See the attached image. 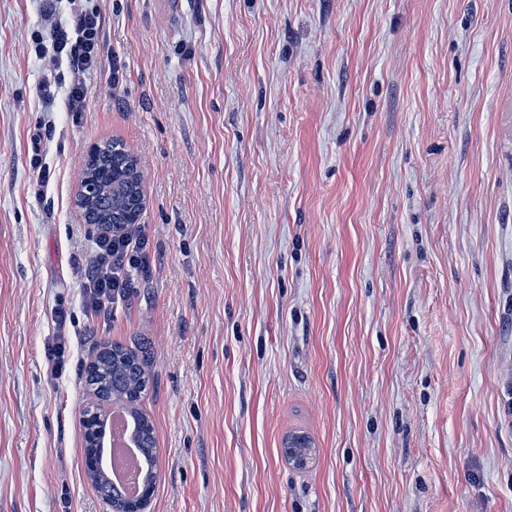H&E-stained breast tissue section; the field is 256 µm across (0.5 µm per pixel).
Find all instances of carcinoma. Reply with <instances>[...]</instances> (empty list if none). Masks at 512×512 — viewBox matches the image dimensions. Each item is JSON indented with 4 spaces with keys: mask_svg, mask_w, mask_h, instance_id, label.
I'll list each match as a JSON object with an SVG mask.
<instances>
[{
    "mask_svg": "<svg viewBox=\"0 0 512 512\" xmlns=\"http://www.w3.org/2000/svg\"><path fill=\"white\" fill-rule=\"evenodd\" d=\"M115 173L118 183H105L97 193L78 205L87 224L105 226L123 225L125 212L135 203L145 201L142 174L138 159L123 143L107 140L89 159L82 170V179L92 172ZM85 386L92 395L102 400H116L125 405V411L144 422L143 438L148 447L156 448L155 428L150 416L140 408L137 393L147 394L154 387L144 356L125 345L106 341L97 347L84 368ZM304 449L305 459L312 458V442L304 435L290 434L284 441L283 453L288 449Z\"/></svg>",
    "mask_w": 512,
    "mask_h": 512,
    "instance_id": "1",
    "label": "carcinoma"
}]
</instances>
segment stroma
I'll return each instance as SVG.
<instances>
[{
  "mask_svg": "<svg viewBox=\"0 0 512 512\" xmlns=\"http://www.w3.org/2000/svg\"><path fill=\"white\" fill-rule=\"evenodd\" d=\"M97 6L75 114L38 97L66 10L0 0V512H111L79 425L107 340L156 380L149 512H512V0ZM111 138L148 244L96 312L74 197Z\"/></svg>",
  "mask_w": 512,
  "mask_h": 512,
  "instance_id": "35a3bbf8",
  "label": "stroma"
}]
</instances>
